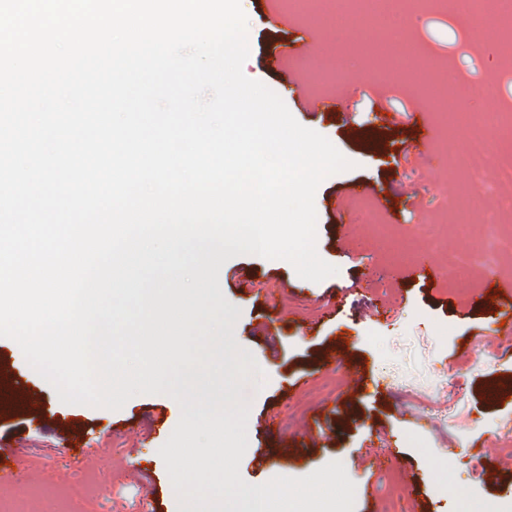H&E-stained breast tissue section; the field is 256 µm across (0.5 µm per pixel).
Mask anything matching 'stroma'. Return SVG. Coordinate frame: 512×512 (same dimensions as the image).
I'll return each mask as SVG.
<instances>
[{
	"label": "stroma",
	"instance_id": "1",
	"mask_svg": "<svg viewBox=\"0 0 512 512\" xmlns=\"http://www.w3.org/2000/svg\"><path fill=\"white\" fill-rule=\"evenodd\" d=\"M250 55L243 71L266 84L303 126L327 137L350 170L324 179L315 194L317 251L336 274L321 282L297 276L281 259L240 255L223 264L219 285L230 304L229 327L209 339L223 370L184 371L200 380L201 397L250 407L248 447L239 472L258 485L277 476L301 478L342 462L354 482V512H468L470 500L512 503V308L486 304L485 278H511L512 260L490 213L473 212L483 252L444 238L435 219H456L466 187L496 197L497 185L476 173L452 176L451 157L436 142L450 96L435 97L429 66L388 67L377 82L372 57L352 58V94L314 87L307 77L345 50L347 31L331 32V47L315 42L316 25L295 21L280 0H244ZM473 89L469 110L483 117L495 106L482 92L483 54L458 62ZM345 99V117L311 101ZM425 113L417 129L414 116ZM383 131L367 148L361 131ZM420 151H413V144ZM449 270L445 283L428 265ZM378 315H370V307ZM347 344L370 379L368 393L349 394L348 366L322 364L321 353ZM480 352H473V345ZM27 382L29 405L0 409V450L26 465L16 500L26 512H177L159 454L177 426L179 404L163 394H139L118 410L62 403L11 339L0 337V366ZM428 426L415 422L419 412ZM294 442L281 454L282 440ZM387 441L400 464L370 469L367 451ZM97 449L94 460L79 456ZM457 451L447 464L449 451ZM149 479L143 507L134 474ZM448 474L467 496L429 490L432 476ZM88 480L89 494L70 499L71 483Z\"/></svg>",
	"mask_w": 512,
	"mask_h": 512
}]
</instances>
